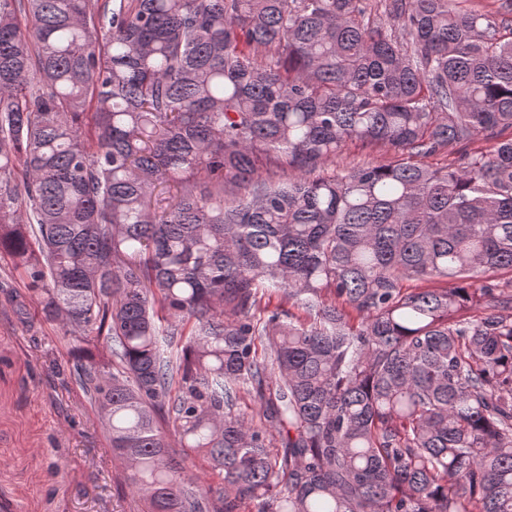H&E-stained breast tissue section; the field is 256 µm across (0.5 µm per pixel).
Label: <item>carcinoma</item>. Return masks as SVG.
Returning a JSON list of instances; mask_svg holds the SVG:
<instances>
[{
  "label": "carcinoma",
  "mask_w": 512,
  "mask_h": 512,
  "mask_svg": "<svg viewBox=\"0 0 512 512\" xmlns=\"http://www.w3.org/2000/svg\"><path fill=\"white\" fill-rule=\"evenodd\" d=\"M496 2L0 0V253L145 512H512ZM391 156V152L387 151V148H380L376 152L371 153L368 149H362L358 145H349L348 148L339 156L336 161L341 165H356L363 164L364 162L377 159H387Z\"/></svg>",
  "instance_id": "obj_1"
}]
</instances>
